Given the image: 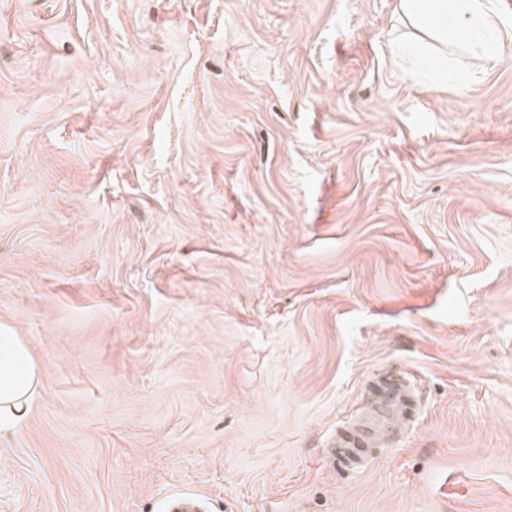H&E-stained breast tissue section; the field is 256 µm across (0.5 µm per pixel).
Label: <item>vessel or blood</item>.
I'll list each match as a JSON object with an SVG mask.
<instances>
[{"label": "vessel or blood", "instance_id": "obj_1", "mask_svg": "<svg viewBox=\"0 0 512 512\" xmlns=\"http://www.w3.org/2000/svg\"><path fill=\"white\" fill-rule=\"evenodd\" d=\"M412 399L413 391L403 381L384 386L337 435L336 444L343 450V460L354 466L365 464L372 449L382 446L406 419Z\"/></svg>", "mask_w": 512, "mask_h": 512}]
</instances>
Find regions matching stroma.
<instances>
[{
    "mask_svg": "<svg viewBox=\"0 0 512 512\" xmlns=\"http://www.w3.org/2000/svg\"><path fill=\"white\" fill-rule=\"evenodd\" d=\"M420 77L396 0H0V512H512V9ZM401 373L420 408L330 453ZM39 380L29 345L10 326L0 324V439L23 427Z\"/></svg>",
    "mask_w": 512,
    "mask_h": 512,
    "instance_id": "obj_1",
    "label": "stroma"
}]
</instances>
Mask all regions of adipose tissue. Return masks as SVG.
<instances>
[{
  "instance_id": "ef3b65f1",
  "label": "adipose tissue",
  "mask_w": 512,
  "mask_h": 512,
  "mask_svg": "<svg viewBox=\"0 0 512 512\" xmlns=\"http://www.w3.org/2000/svg\"><path fill=\"white\" fill-rule=\"evenodd\" d=\"M397 9L406 27L401 45L412 49L421 65L429 60L431 43L452 42L462 49L495 29L486 0H397ZM39 380L29 345L0 324V439L22 428Z\"/></svg>"
}]
</instances>
